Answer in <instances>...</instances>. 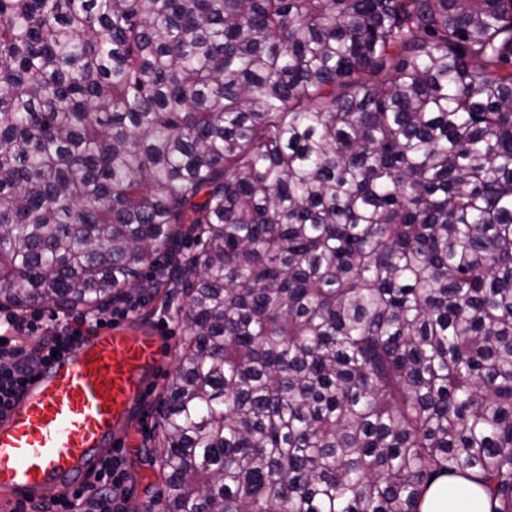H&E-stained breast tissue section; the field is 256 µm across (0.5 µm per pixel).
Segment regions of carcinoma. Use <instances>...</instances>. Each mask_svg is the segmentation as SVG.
I'll return each instance as SVG.
<instances>
[{
  "instance_id": "obj_1",
  "label": "carcinoma",
  "mask_w": 512,
  "mask_h": 512,
  "mask_svg": "<svg viewBox=\"0 0 512 512\" xmlns=\"http://www.w3.org/2000/svg\"><path fill=\"white\" fill-rule=\"evenodd\" d=\"M135 286L147 512H512V0H0V308ZM466 486H471L473 491L463 489ZM461 489L467 493L461 512H489L486 496L478 486L460 478L448 477L438 479L429 487L420 505V511L448 512V501Z\"/></svg>"
}]
</instances>
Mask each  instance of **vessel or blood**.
I'll return each mask as SVG.
<instances>
[{
  "label": "vessel or blood",
  "mask_w": 512,
  "mask_h": 512,
  "mask_svg": "<svg viewBox=\"0 0 512 512\" xmlns=\"http://www.w3.org/2000/svg\"><path fill=\"white\" fill-rule=\"evenodd\" d=\"M166 359L162 337L119 324L43 365L0 417V512L82 482L121 445Z\"/></svg>",
  "instance_id": "vessel-or-blood-1"
}]
</instances>
